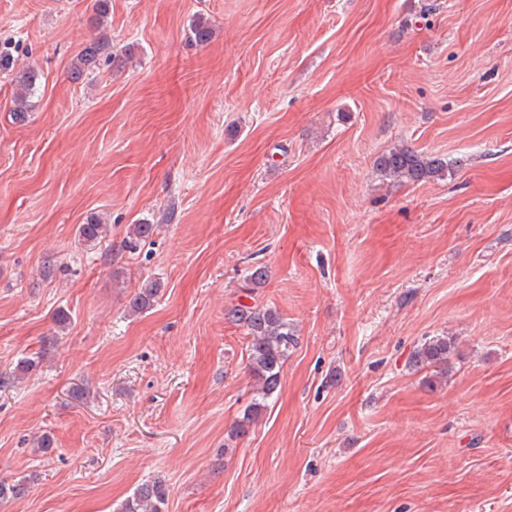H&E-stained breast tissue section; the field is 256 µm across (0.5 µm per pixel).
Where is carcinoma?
Wrapping results in <instances>:
<instances>
[{"instance_id":"cac0c4a2","label":"carcinoma","mask_w":512,"mask_h":512,"mask_svg":"<svg viewBox=\"0 0 512 512\" xmlns=\"http://www.w3.org/2000/svg\"><path fill=\"white\" fill-rule=\"evenodd\" d=\"M110 0H94V15L91 24L98 36L89 43L76 58L73 73L93 69L101 58L118 61L112 50V39L107 34V18ZM192 35L196 43L207 44L212 38V24L204 16L193 20ZM0 69L13 72L15 84V108L17 118L22 119L30 111V98L36 87L38 72L31 66L14 69L11 58L0 53ZM448 169V161L438 156H425L408 147L394 148L377 160V170L390 179H405L419 182L443 175ZM108 232L107 225L91 219L78 226L79 239L88 246H95ZM268 277L267 270L258 266L250 271L245 279V288L254 291L263 287ZM161 290L156 280H146L133 293L128 302V312L138 315L148 312L154 306ZM227 315L232 321L247 328L248 368L256 383L261 400L253 402L249 412L233 429L232 436L238 438L248 432L256 418L265 408L264 400L272 397L280 386L281 371L288 358L289 347L295 344L293 330L282 315L272 309L258 306L238 305L230 308ZM452 341L446 336L427 338L413 352L410 363L415 367L441 366L448 361ZM168 491L162 481L143 483L131 496L125 499L117 512H165Z\"/></svg>"}]
</instances>
